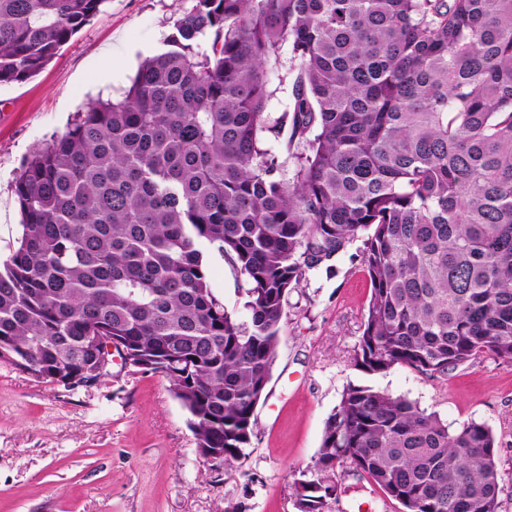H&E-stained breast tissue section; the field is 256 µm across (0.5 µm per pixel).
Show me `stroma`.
I'll use <instances>...</instances> for the list:
<instances>
[{
	"instance_id": "1",
	"label": "stroma",
	"mask_w": 512,
	"mask_h": 512,
	"mask_svg": "<svg viewBox=\"0 0 512 512\" xmlns=\"http://www.w3.org/2000/svg\"><path fill=\"white\" fill-rule=\"evenodd\" d=\"M171 4L106 0L38 75L0 85V261L22 233L12 191L22 162L75 112L129 86L139 62L163 49ZM207 267L214 294L244 316L242 278L214 250ZM370 295L351 252L291 292L255 435L246 459L228 468L202 461L162 375L116 361L110 375L70 387L0 361V512H298L296 486L318 476L325 421L344 386L361 378L352 358ZM368 383L449 425L486 424L498 447L501 512H512V360L485 354L436 377L397 366ZM342 483L346 493L326 512H402L367 480Z\"/></svg>"
}]
</instances>
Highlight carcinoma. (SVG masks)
Instances as JSON below:
<instances>
[{
	"label": "carcinoma",
	"mask_w": 512,
	"mask_h": 512,
	"mask_svg": "<svg viewBox=\"0 0 512 512\" xmlns=\"http://www.w3.org/2000/svg\"><path fill=\"white\" fill-rule=\"evenodd\" d=\"M105 2L0 0V85L37 75ZM174 4L165 49L20 168L0 360L63 380L93 360L87 337L110 336L170 381L196 443L224 449L210 467L229 465L288 296L358 240L357 370L512 359V0ZM273 74L292 78L275 119ZM211 249L243 279V319L212 292ZM316 469L299 512L339 497V469L403 512L501 509L488 426L368 385L344 387Z\"/></svg>",
	"instance_id": "carcinoma-1"
}]
</instances>
